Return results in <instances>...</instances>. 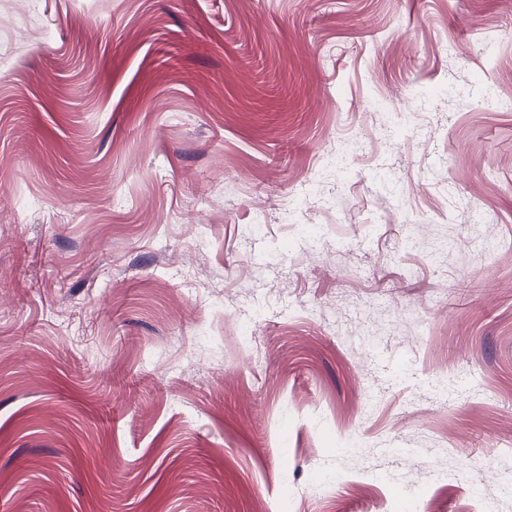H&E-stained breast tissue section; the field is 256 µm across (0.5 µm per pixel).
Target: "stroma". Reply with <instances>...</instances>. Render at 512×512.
<instances>
[{
	"mask_svg": "<svg viewBox=\"0 0 512 512\" xmlns=\"http://www.w3.org/2000/svg\"><path fill=\"white\" fill-rule=\"evenodd\" d=\"M511 431L505 0H0V512H512Z\"/></svg>",
	"mask_w": 512,
	"mask_h": 512,
	"instance_id": "35a3bbf8",
	"label": "stroma"
}]
</instances>
